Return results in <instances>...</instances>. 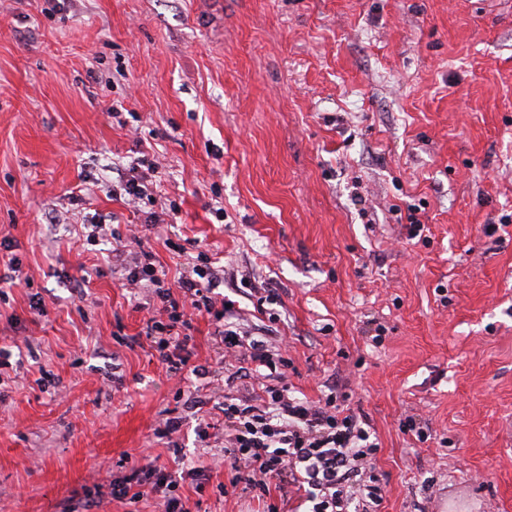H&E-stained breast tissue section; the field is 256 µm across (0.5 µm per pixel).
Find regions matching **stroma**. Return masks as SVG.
<instances>
[{
	"label": "stroma",
	"instance_id": "35a3bbf8",
	"mask_svg": "<svg viewBox=\"0 0 512 512\" xmlns=\"http://www.w3.org/2000/svg\"><path fill=\"white\" fill-rule=\"evenodd\" d=\"M143 153L180 208L149 231L111 194ZM141 230L170 276L203 253L274 288L290 392L377 438L368 512H512V0H0V239L30 281L0 282V512H63L172 466L169 416L189 453L222 420L178 401L144 291L97 273ZM228 478L185 485L193 512H263Z\"/></svg>",
	"mask_w": 512,
	"mask_h": 512
}]
</instances>
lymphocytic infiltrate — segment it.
I'll return each mask as SVG.
<instances>
[{
  "mask_svg": "<svg viewBox=\"0 0 512 512\" xmlns=\"http://www.w3.org/2000/svg\"><path fill=\"white\" fill-rule=\"evenodd\" d=\"M115 259L123 281L147 291L145 336L169 375H209L208 367L192 364L189 348L201 317L210 319L225 356L248 365L251 387L219 404L224 415L223 463L230 470L220 492L258 494L267 502L265 512H279L268 500L274 479L279 489L292 486L299 491L306 512H359L363 489L357 479L377 448L364 420L343 413L335 395L316 401L291 395L283 384L287 360L274 358L264 341L247 339L237 327L236 308L213 288L218 277L214 268L196 264L169 277L144 237L136 235L127 237ZM211 471V464L202 459L174 471L148 463L112 480L107 494L130 506L152 496L163 512H191L180 484L188 479L204 488Z\"/></svg>",
  "mask_w": 512,
  "mask_h": 512,
  "instance_id": "obj_1",
  "label": "lymphocytic infiltrate"
}]
</instances>
